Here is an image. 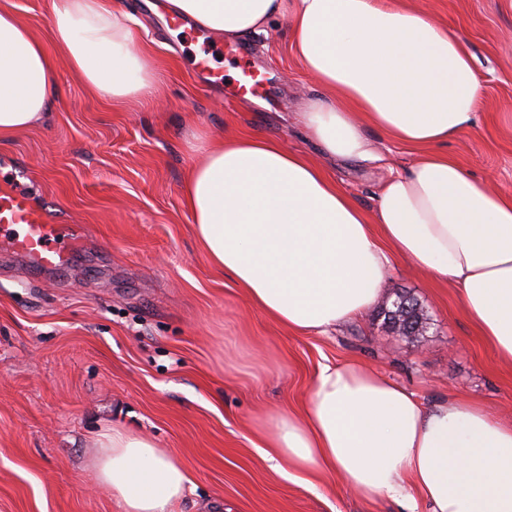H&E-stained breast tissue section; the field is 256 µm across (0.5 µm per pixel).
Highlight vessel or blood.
I'll list each match as a JSON object with an SVG mask.
<instances>
[{"instance_id":"obj_1","label":"vessel or blood","mask_w":512,"mask_h":512,"mask_svg":"<svg viewBox=\"0 0 512 512\" xmlns=\"http://www.w3.org/2000/svg\"><path fill=\"white\" fill-rule=\"evenodd\" d=\"M78 247V234L36 205L21 183L0 184V249L23 256L35 268H57Z\"/></svg>"}]
</instances>
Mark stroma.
<instances>
[{
    "mask_svg": "<svg viewBox=\"0 0 512 512\" xmlns=\"http://www.w3.org/2000/svg\"><path fill=\"white\" fill-rule=\"evenodd\" d=\"M122 0L159 80L153 96L112 104L66 64L48 118L0 142L37 201L85 233L63 270H32L0 252V512H121L96 476L94 439L116 426L150 437L190 473L178 512H430L352 492L337 476L310 485L269 460L260 418L306 404L322 365L352 361L425 404L464 398L512 423V362L469 321L455 288L393 258L379 306L327 334H298L254 307L198 244L183 202L195 134H253L317 162L361 209L374 211L390 170L416 149L363 125L377 161L329 157L301 113L320 88L302 71L283 25L225 41L201 69L197 43L173 20ZM460 35L482 102L473 125L444 146L474 180L512 194V0H411ZM53 49L52 0H0ZM265 79L264 98L239 93V55ZM429 318L423 339L387 328L396 294Z\"/></svg>",
    "mask_w": 512,
    "mask_h": 512,
    "instance_id": "35a3bbf8",
    "label": "stroma"
}]
</instances>
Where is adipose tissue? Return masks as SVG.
Wrapping results in <instances>:
<instances>
[{"label": "adipose tissue", "mask_w": 512, "mask_h": 512, "mask_svg": "<svg viewBox=\"0 0 512 512\" xmlns=\"http://www.w3.org/2000/svg\"><path fill=\"white\" fill-rule=\"evenodd\" d=\"M148 8L227 40L284 23L322 90L302 121L326 154L377 160L366 123L421 151L409 170L390 174L369 214L276 138L196 136L183 200L217 272L279 324L325 334L378 300L394 253L456 288L481 335L512 361V196L438 151L479 109L481 81L462 37L406 0H150ZM50 28L52 53L0 10V140L50 111L57 59L112 103L155 88L134 19L117 0H53ZM270 421L264 445L290 470L336 474L358 493L394 499L411 486L431 512H512V423L480 404L428 406L344 363L321 367L303 412ZM96 446L98 478L123 512H175L191 478L171 454L118 427L103 429Z\"/></svg>", "instance_id": "obj_1"}]
</instances>
